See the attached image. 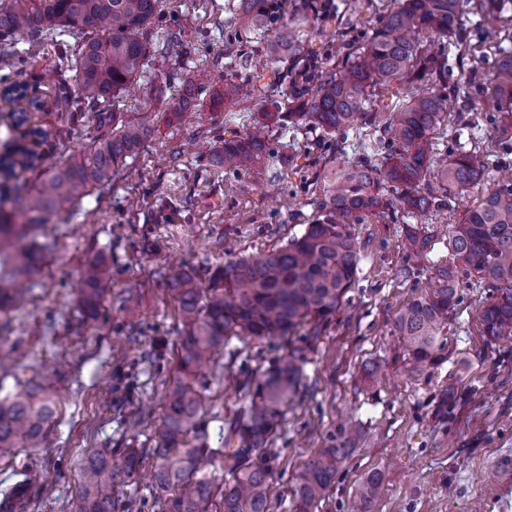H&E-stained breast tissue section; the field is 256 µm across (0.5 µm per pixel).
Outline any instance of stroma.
Returning a JSON list of instances; mask_svg holds the SVG:
<instances>
[{
    "label": "stroma",
    "mask_w": 512,
    "mask_h": 512,
    "mask_svg": "<svg viewBox=\"0 0 512 512\" xmlns=\"http://www.w3.org/2000/svg\"><path fill=\"white\" fill-rule=\"evenodd\" d=\"M237 0H161L152 36L176 32L182 56L149 57L143 73L123 91L115 110L123 120L153 110L162 120L137 153L115 169L110 183L67 206L36 239L46 260L34 275L24 305L0 312V399L19 383L62 382L49 436L40 448L15 450L0 462V499L26 475L25 512H69L79 467L98 448H136L151 456L164 395L177 377L183 330L167 290L171 265L181 264L207 283L216 266L301 236L322 220L318 207L327 162L351 165L373 147L374 128L347 136L278 125L270 130L263 164L239 172L212 166L206 149L232 134H246L260 113L275 111L292 94L288 62L268 61L281 81L256 83L254 62L265 35L239 21ZM306 43L318 60L343 61L341 44L363 40L399 0H322ZM502 24L487 23L467 4L461 33L443 38L448 56L444 121L435 132L439 155L457 148L483 151L489 162L473 196L512 174V154L501 148L502 117L486 97V75L506 30L512 0H498ZM67 31L56 37L0 39V88L27 86L39 101L30 124L47 130L33 143L42 166L66 161L111 125L73 121L57 101L48 73L65 69L84 42ZM204 73L202 88L186 93L182 78ZM235 82L247 94L225 98ZM189 104L177 109L181 94ZM384 211L366 215L351 230L359 249L354 283L325 328L303 386L285 412L272 446L279 455L274 512L292 504L303 463L330 433L354 424L361 438L316 512H348L366 474L378 470L383 486L375 512H512V342L486 344L480 314L492 291L462 279L459 301L442 331L436 360L410 373L396 328L398 311L429 285V268L448 260L450 232L463 205L423 214L403 212L395 191ZM428 225L430 252L407 261L405 228ZM104 260L111 286L97 319L80 313L79 276ZM287 345L280 340H232L201 372L204 404L189 439L224 445V426L245 405V375H260ZM141 422L130 430L131 418ZM26 481V480H25Z\"/></svg>",
    "instance_id": "stroma-1"
}]
</instances>
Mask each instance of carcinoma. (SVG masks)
Listing matches in <instances>:
<instances>
[{
	"instance_id": "obj_1",
	"label": "carcinoma",
	"mask_w": 512,
	"mask_h": 512,
	"mask_svg": "<svg viewBox=\"0 0 512 512\" xmlns=\"http://www.w3.org/2000/svg\"><path fill=\"white\" fill-rule=\"evenodd\" d=\"M157 4L158 0H0V39L35 31L46 35L58 26L96 32L69 68L73 75H61L59 89L64 98L77 91L80 102L107 122L112 100L143 70L150 52L168 54L178 46L173 36L154 44L150 25ZM238 12L243 23L262 31L280 5L239 0ZM462 15V0H402L367 40L353 47L351 61L335 72L309 64L298 32L289 26L269 41L267 55L289 63L293 99L288 111L265 112L247 136L224 139L211 156L212 163L226 172L261 163L270 153V127L284 121L327 134H347L364 122L380 135L372 153L361 154L354 166L326 172L320 202L325 221L308 225L302 236L284 246L217 267L206 288L188 271L170 276L169 290L179 305L184 336L177 348L179 375L166 395L152 449L155 491L163 512H272L277 456L270 445L285 409L298 394L310 354L353 283L359 256L350 225L384 205L382 190L387 184L400 191L403 210L423 213L463 199L485 177L488 165L474 150L454 151L443 165L434 167V133L444 115L443 98L436 91L410 95L403 107L381 121L366 106L376 85L415 70L442 84L448 58L420 56L418 41L427 34L459 32ZM487 90L494 107L512 117L511 48L499 49ZM3 95L13 105L12 124H26L36 98L19 85L5 88ZM156 117L154 112L140 113L137 120L113 128L108 138L94 141L25 188L14 198L28 214L25 231H19L13 215L0 212V247L9 249L6 255L0 252V266H9L11 290L6 297L0 294V306L27 288L43 261L37 247L5 241L36 233L64 204L109 180L112 168L143 145ZM37 160V154L18 145L0 154V177L6 182L17 176V170L34 168ZM407 238L410 259L426 252L430 235L423 228L411 227ZM449 245L452 261L435 264L431 287L396 317L408 361L418 372L434 363L439 335L458 302L463 275H473L493 289L492 300L481 313L482 336L489 343L512 340V182L499 184L466 205ZM79 284L83 315L94 320L109 288L104 263H87ZM244 337L282 339L288 350L253 382L245 407L227 427L224 447L193 445L187 438L202 406L200 370L215 349ZM55 396L56 389L28 380L0 399L1 458L19 447L41 446L55 417ZM355 442L353 431L341 427L305 462L296 479L293 512H313L336 483ZM114 453V448H98L82 462L72 512H132L135 500L119 498V489L135 482L143 455L125 448L122 463L117 464ZM218 459L226 480L210 476ZM382 484L379 471L365 477L349 512H374Z\"/></svg>"
}]
</instances>
